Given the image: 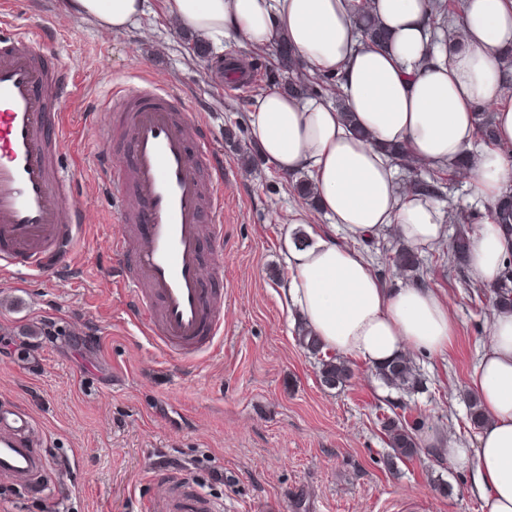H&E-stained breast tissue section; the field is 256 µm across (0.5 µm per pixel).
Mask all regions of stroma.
Returning a JSON list of instances; mask_svg holds the SVG:
<instances>
[{
    "label": "stroma",
    "instance_id": "35a3bbf8",
    "mask_svg": "<svg viewBox=\"0 0 512 512\" xmlns=\"http://www.w3.org/2000/svg\"><path fill=\"white\" fill-rule=\"evenodd\" d=\"M60 10L61 0H0V28L51 31L36 62L70 73L63 121L75 136L62 163L84 159L79 177L88 205L74 273L53 279L0 270V396L34 415L47 462L42 493L0 480V512H141L167 478L188 483L217 512H484L468 491L471 465L445 461L427 444L440 437L470 448L478 435L469 422L470 374L493 318L471 302L470 270L448 246L423 254V286L447 299L454 339L440 355H412L422 390L388 387L356 359L342 386L323 385L282 292L289 275L283 239L295 231L283 221L287 211L360 251L387 285L410 278L388 261L393 229L348 239L263 156L254 168L241 166L237 148L253 144L247 114L268 87L271 49L228 42L198 56L160 0H148L146 15L116 35L77 15L57 22ZM215 60L247 63L240 88L212 68ZM148 81L179 90L224 156V243L208 233L201 241L205 262L224 268L209 283L224 295V336L214 352L191 361L135 334L129 303L103 274L120 227L97 206L94 149L98 125L116 115L100 113L93 124L85 114L113 89ZM437 177V203L452 235L455 213L481 207L470 180L427 167L396 175L401 188ZM395 417L417 429L412 460L389 458L384 424ZM437 480L450 485L449 496L434 492Z\"/></svg>",
    "mask_w": 512,
    "mask_h": 512
}]
</instances>
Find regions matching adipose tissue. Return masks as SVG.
<instances>
[{"label": "adipose tissue", "mask_w": 512, "mask_h": 512, "mask_svg": "<svg viewBox=\"0 0 512 512\" xmlns=\"http://www.w3.org/2000/svg\"><path fill=\"white\" fill-rule=\"evenodd\" d=\"M360 0H163L166 15L212 45L245 48L288 41L308 73L338 77L353 122L327 98L302 100L276 87L258 95L248 114L262 155L285 175L309 172L318 208L352 237L394 227L399 238L431 250L446 238L437 202L399 190L387 154L400 145L431 168L474 152L470 172L484 207L470 216L469 268L493 285L512 258V238L491 213L512 187V94L501 51L512 46V0H463L456 35L462 47L431 42L428 0H373L389 38L364 44L354 13ZM146 0H67L68 11L106 33L143 16ZM494 110L493 144L475 147L476 112ZM286 294L301 324L324 347L377 367L398 356L441 354L453 339L447 303L412 285L388 287L359 251L323 235L284 242ZM487 424L473 448L441 447L440 457L472 464L471 494L486 512H512V315H501L470 375Z\"/></svg>", "instance_id": "ef3b65f1"}]
</instances>
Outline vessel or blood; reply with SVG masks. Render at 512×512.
I'll list each match as a JSON object with an SVG mask.
<instances>
[{"label": "vessel or blood", "instance_id": "vessel-or-blood-1", "mask_svg": "<svg viewBox=\"0 0 512 512\" xmlns=\"http://www.w3.org/2000/svg\"><path fill=\"white\" fill-rule=\"evenodd\" d=\"M39 51V37L29 32L0 41V268L47 275L63 268L62 246L75 243L85 208L75 170L51 162L65 155L69 128L61 124L54 138L45 135L42 88L53 82L66 100L70 77L40 68ZM111 109L124 115L121 139L132 164L95 188L121 226L106 277L136 307L133 323L148 341L185 359L214 351L224 334V296L205 287L220 268L204 265L200 240L206 232L224 239V161L204 128L191 122L190 104L171 88L152 83L115 91ZM34 434L29 412L0 402L1 478L28 485L44 469ZM148 509L214 512L209 500L175 481L164 482Z\"/></svg>", "mask_w": 512, "mask_h": 512}]
</instances>
